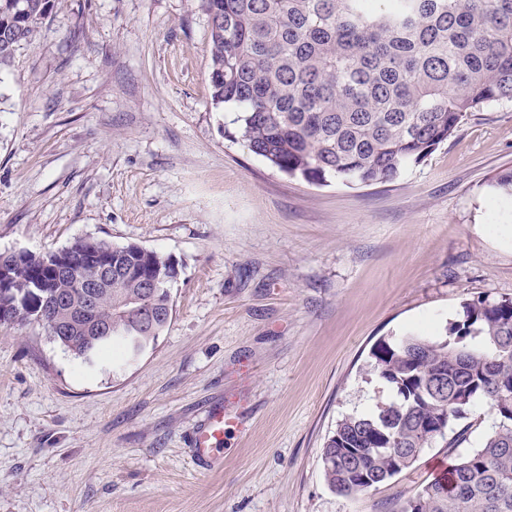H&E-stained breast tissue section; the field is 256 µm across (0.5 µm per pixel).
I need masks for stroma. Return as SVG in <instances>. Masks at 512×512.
Segmentation results:
<instances>
[{
  "mask_svg": "<svg viewBox=\"0 0 512 512\" xmlns=\"http://www.w3.org/2000/svg\"><path fill=\"white\" fill-rule=\"evenodd\" d=\"M202 0H51L0 69V254L94 237L173 257L168 326L87 370L41 323L0 325V512H389L452 464L352 498L322 452L387 399L381 338L439 336L512 298V103L468 113L396 180L318 185L233 137L211 98ZM216 405L222 461L192 435Z\"/></svg>",
  "mask_w": 512,
  "mask_h": 512,
  "instance_id": "obj_1",
  "label": "stroma"
}]
</instances>
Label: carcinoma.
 Returning a JSON list of instances; mask_svg holds the SVG:
<instances>
[{
    "label": "carcinoma",
    "mask_w": 512,
    "mask_h": 512,
    "mask_svg": "<svg viewBox=\"0 0 512 512\" xmlns=\"http://www.w3.org/2000/svg\"><path fill=\"white\" fill-rule=\"evenodd\" d=\"M50 0H0V67L31 40ZM211 21L212 100L236 112L249 151L290 177L320 184L390 182L422 163L463 117L512 103V0H202ZM128 251L132 270L99 291L95 317L123 318L128 301L156 311L167 286L141 295L140 281L175 264L86 238L68 277L55 253L6 257L0 324L35 317L55 292H77L84 263L108 265ZM62 339L85 366L124 342L92 343L87 322L66 307ZM370 373L393 398L340 419L325 443L328 486L353 497L411 469L438 440L466 441L478 404L494 413L482 442L455 455L447 473L423 482L392 512H512V298L477 299L448 322L446 337L398 336L370 350ZM448 411L441 421L440 410Z\"/></svg>",
    "instance_id": "obj_1"
}]
</instances>
